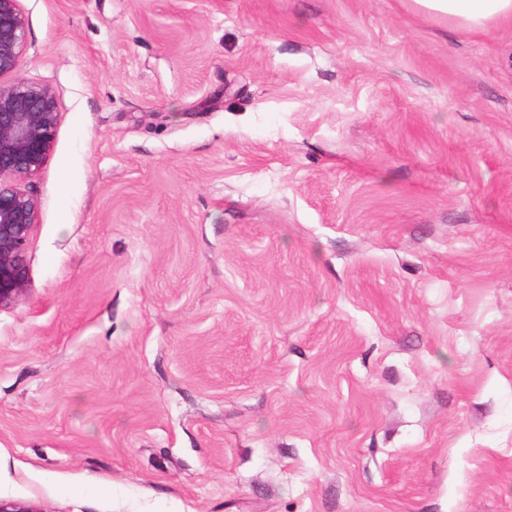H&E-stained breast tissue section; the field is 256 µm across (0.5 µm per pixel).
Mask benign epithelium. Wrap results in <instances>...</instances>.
Instances as JSON below:
<instances>
[{
    "instance_id": "obj_1",
    "label": "benign epithelium",
    "mask_w": 512,
    "mask_h": 512,
    "mask_svg": "<svg viewBox=\"0 0 512 512\" xmlns=\"http://www.w3.org/2000/svg\"><path fill=\"white\" fill-rule=\"evenodd\" d=\"M24 39L19 0H0V78L17 71ZM58 123L57 94L52 86L0 82V309L26 295L23 252L39 223L37 199L16 181L42 168Z\"/></svg>"
}]
</instances>
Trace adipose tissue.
Segmentation results:
<instances>
[{"instance_id": "obj_1", "label": "adipose tissue", "mask_w": 512, "mask_h": 512, "mask_svg": "<svg viewBox=\"0 0 512 512\" xmlns=\"http://www.w3.org/2000/svg\"><path fill=\"white\" fill-rule=\"evenodd\" d=\"M412 3L424 14L473 32H484L512 20V0H412Z\"/></svg>"}]
</instances>
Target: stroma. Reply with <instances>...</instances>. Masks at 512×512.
Segmentation results:
<instances>
[{
    "mask_svg": "<svg viewBox=\"0 0 512 512\" xmlns=\"http://www.w3.org/2000/svg\"><path fill=\"white\" fill-rule=\"evenodd\" d=\"M20 8L60 121L0 310V497L512 512V22Z\"/></svg>",
    "mask_w": 512,
    "mask_h": 512,
    "instance_id": "35a3bbf8",
    "label": "stroma"
}]
</instances>
